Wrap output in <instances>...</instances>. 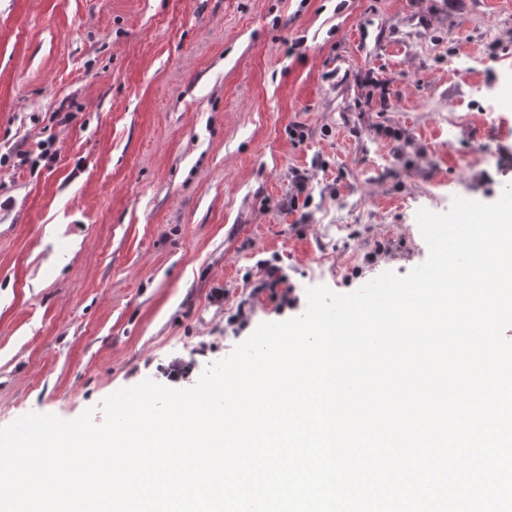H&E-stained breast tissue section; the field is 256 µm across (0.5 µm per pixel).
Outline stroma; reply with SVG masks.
Masks as SVG:
<instances>
[{"label":"stroma","instance_id":"obj_1","mask_svg":"<svg viewBox=\"0 0 512 512\" xmlns=\"http://www.w3.org/2000/svg\"><path fill=\"white\" fill-rule=\"evenodd\" d=\"M507 57L512 0H0V154L58 151L0 169V426L102 422L110 394L191 386L301 315L307 287L421 264L419 209L512 185L481 155L512 150ZM55 142L51 137L37 143L35 150H18L16 152V162H13V168L19 169L29 166L30 170H35L40 166L42 161L44 166L52 163L57 155V150L53 149Z\"/></svg>","mask_w":512,"mask_h":512}]
</instances>
